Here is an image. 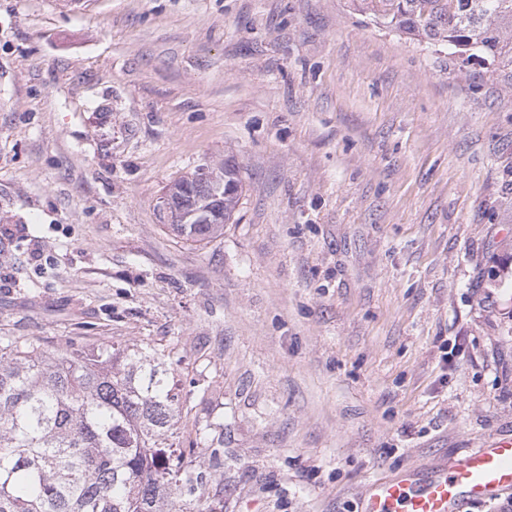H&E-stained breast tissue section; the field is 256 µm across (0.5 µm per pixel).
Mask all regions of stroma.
Listing matches in <instances>:
<instances>
[{
	"label": "stroma",
	"instance_id": "stroma-1",
	"mask_svg": "<svg viewBox=\"0 0 512 512\" xmlns=\"http://www.w3.org/2000/svg\"><path fill=\"white\" fill-rule=\"evenodd\" d=\"M227 158L223 235H173ZM0 336L164 352L212 512L512 436V69L349 0H0ZM202 168L207 169V173L199 174ZM205 176V178L201 177ZM224 186L220 201L214 199V193L219 187ZM240 188V191H238ZM165 190L171 194V212L170 197L164 193L159 199L158 209L165 218H169L170 223L164 224L172 231L175 236L182 238L187 242L196 244L208 243L219 236L226 224L232 218V215L239 203L242 184L238 176V170L232 160H224V163L217 167L201 166L192 173L184 175ZM220 204H219V203ZM220 207L224 210V222L212 224L213 220H222L218 213L208 211L201 218L203 224H198V211L213 210Z\"/></svg>",
	"mask_w": 512,
	"mask_h": 512
}]
</instances>
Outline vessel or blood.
<instances>
[{
    "instance_id": "vessel-or-blood-1",
    "label": "vessel or blood",
    "mask_w": 512,
    "mask_h": 512,
    "mask_svg": "<svg viewBox=\"0 0 512 512\" xmlns=\"http://www.w3.org/2000/svg\"><path fill=\"white\" fill-rule=\"evenodd\" d=\"M508 493L512 438H495L428 473L409 465L393 478L370 482L362 494V512H466L470 505Z\"/></svg>"
}]
</instances>
